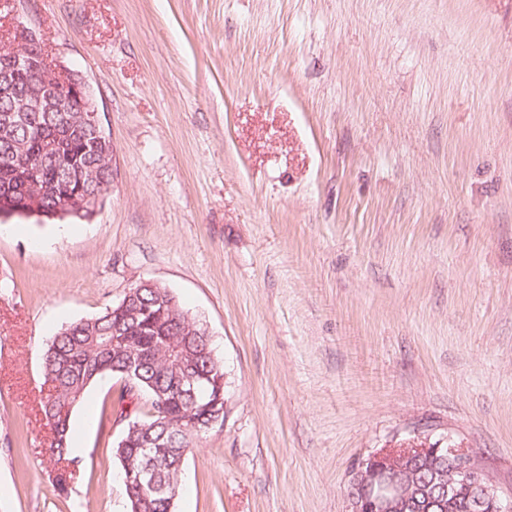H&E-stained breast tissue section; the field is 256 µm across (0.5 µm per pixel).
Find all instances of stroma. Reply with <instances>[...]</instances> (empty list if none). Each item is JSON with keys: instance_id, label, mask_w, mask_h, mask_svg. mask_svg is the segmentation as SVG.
I'll return each instance as SVG.
<instances>
[{"instance_id": "obj_1", "label": "stroma", "mask_w": 512, "mask_h": 512, "mask_svg": "<svg viewBox=\"0 0 512 512\" xmlns=\"http://www.w3.org/2000/svg\"><path fill=\"white\" fill-rule=\"evenodd\" d=\"M19 22L113 171L91 219L0 221V512H126L122 381L76 408L61 496L41 358L143 280L224 361L175 512H349L417 437L512 495V0H0Z\"/></svg>"}]
</instances>
